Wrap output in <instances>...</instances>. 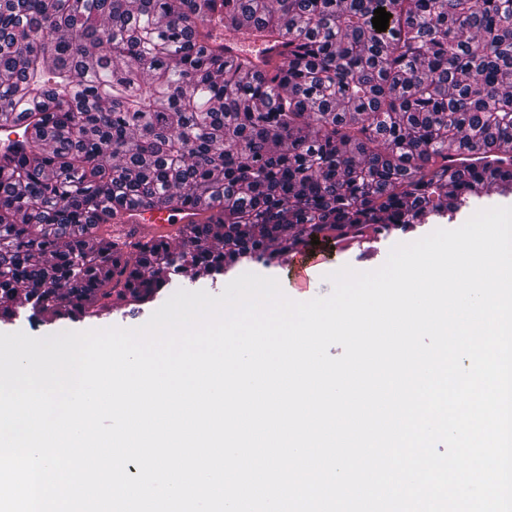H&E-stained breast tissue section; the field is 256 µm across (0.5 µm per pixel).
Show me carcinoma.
<instances>
[{
  "label": "carcinoma",
  "instance_id": "cac0c4a2",
  "mask_svg": "<svg viewBox=\"0 0 512 512\" xmlns=\"http://www.w3.org/2000/svg\"><path fill=\"white\" fill-rule=\"evenodd\" d=\"M252 36L295 46L270 80L224 58ZM14 112L31 153L0 165V298L55 320L144 306L166 272L214 280L512 194V0H0ZM201 200L178 251L109 234L127 207Z\"/></svg>",
  "mask_w": 512,
  "mask_h": 512
}]
</instances>
